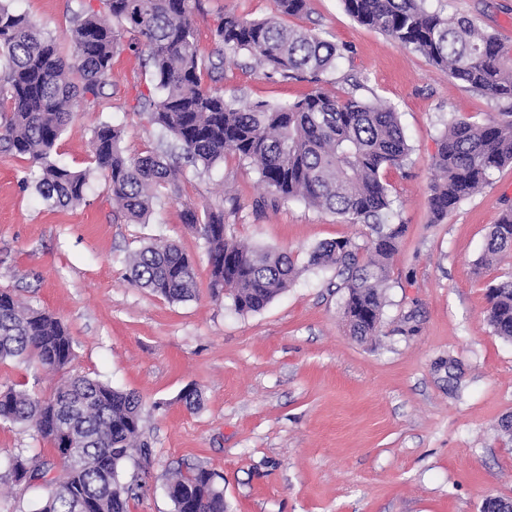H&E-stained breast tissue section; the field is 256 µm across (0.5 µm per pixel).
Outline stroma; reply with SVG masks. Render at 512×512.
<instances>
[{
    "label": "stroma",
    "instance_id": "stroma-1",
    "mask_svg": "<svg viewBox=\"0 0 512 512\" xmlns=\"http://www.w3.org/2000/svg\"><path fill=\"white\" fill-rule=\"evenodd\" d=\"M430 10L472 18L512 49V0H428ZM100 0H12L13 12L60 37L84 7ZM275 0H196L203 55L227 13L275 15ZM318 29L343 50L329 90L393 106L411 147L403 169L383 178L393 200L386 221L405 225L390 260L381 323L373 340L350 336L345 289L332 268L301 270L264 309L241 313L214 300L202 239L183 221L220 204L231 233L255 248L293 251L347 239L365 245L370 230L299 200L270 204L257 173L236 156L210 168L183 164V198H161L146 223L131 224L107 197L91 164L90 141L102 123L123 132L126 153L179 155L173 137L137 114L154 83L139 50L112 60L101 103L80 105L52 159L89 171L86 200L55 207L22 187L24 157L0 151V289L61 320L76 343L65 373L136 393L142 438L150 450L147 484L129 512H173L165 475L203 467L220 474L227 512H480L486 496L512 498V440L498 424L512 416V342L486 321L491 285L512 276V257L480 265L486 233L512 206V165L493 173L439 224L428 199L433 158L445 127L480 122L504 103L450 78L422 55L355 21L342 0H309L307 14L284 17ZM238 54L219 85L244 103H288L310 92L306 81L269 77ZM157 240L175 241L195 262L197 292L169 302L127 278L130 255ZM411 323H404V316ZM62 373V374H65ZM62 374L36 363L0 362V389L50 397ZM202 393L189 410L180 394ZM55 451L18 425H0V512H34L48 484H13L19 452Z\"/></svg>",
    "mask_w": 512,
    "mask_h": 512
}]
</instances>
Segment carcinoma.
I'll return each mask as SVG.
<instances>
[{
    "label": "carcinoma",
    "instance_id": "obj_1",
    "mask_svg": "<svg viewBox=\"0 0 512 512\" xmlns=\"http://www.w3.org/2000/svg\"><path fill=\"white\" fill-rule=\"evenodd\" d=\"M346 11L401 46L424 56L452 79L497 101L512 102V65L497 37L466 16L444 17L427 0H343ZM103 10L82 9L64 40L0 2V149L26 157L41 197L60 207L86 199L90 171L51 160L74 108L95 103L126 35L146 54L155 93L137 100V113L173 136L186 156L209 168L228 154L252 167L274 200L297 199L370 229L362 248L325 241L307 253L306 266L336 268L347 297L352 335L373 336L385 305L389 260L405 232L382 220L391 200L382 173L401 169L411 153L398 113L353 93L340 99L324 89L341 56L313 29L280 17L307 12L308 0H276L278 15L250 19L227 13L214 31L216 49L200 53L191 0H101ZM247 52L264 72L309 77L314 88L284 104L244 105L206 87L202 76L224 78V57ZM120 129L103 123L91 141L95 169L104 172L112 204L132 223L146 221L161 191L179 199L182 173L163 156L127 155ZM512 164V111L481 123L458 120L442 134L433 158L436 178L429 211L441 223L463 198L481 191L493 171ZM185 224L207 247L212 296L232 300L239 312H257L286 290L299 272L287 251L249 248L227 235L224 207L199 215L185 209ZM512 254V208L488 227L484 259ZM128 281L171 302L197 288L193 260L178 245L159 241L129 260ZM493 332L512 340V280L493 286L487 314ZM75 357L68 328L44 310L22 305L0 290V361L32 359L60 371ZM0 424L27 426L61 455L64 477L52 480L51 462L18 454L10 475L18 484L47 480L52 493L34 512H127L135 494L124 480L128 459L149 455L140 440L141 400L85 375L69 376L42 399L13 387L0 391ZM218 475L205 468L173 473L167 492L173 512H226Z\"/></svg>",
    "mask_w": 512,
    "mask_h": 512
}]
</instances>
